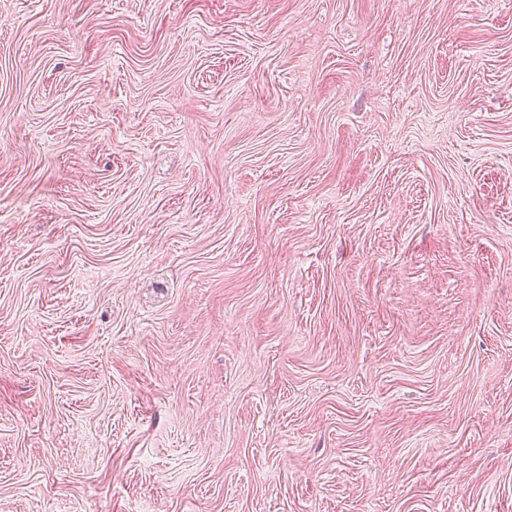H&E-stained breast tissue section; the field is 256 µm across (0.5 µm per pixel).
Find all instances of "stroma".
Instances as JSON below:
<instances>
[{
  "label": "stroma",
  "mask_w": 512,
  "mask_h": 512,
  "mask_svg": "<svg viewBox=\"0 0 512 512\" xmlns=\"http://www.w3.org/2000/svg\"><path fill=\"white\" fill-rule=\"evenodd\" d=\"M0 512H512V0H0Z\"/></svg>",
  "instance_id": "1"
}]
</instances>
